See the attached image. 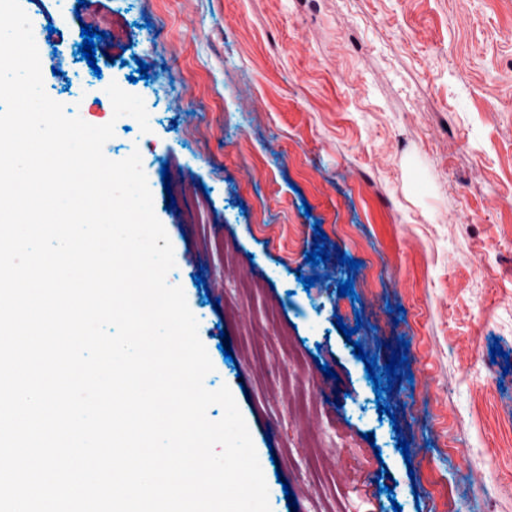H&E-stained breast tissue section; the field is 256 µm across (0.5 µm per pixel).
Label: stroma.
Wrapping results in <instances>:
<instances>
[{
	"label": "stroma",
	"mask_w": 512,
	"mask_h": 512,
	"mask_svg": "<svg viewBox=\"0 0 512 512\" xmlns=\"http://www.w3.org/2000/svg\"><path fill=\"white\" fill-rule=\"evenodd\" d=\"M20 3L47 95L113 123L105 156L148 170L167 281L272 512H512V0ZM85 24L105 33L93 68ZM113 82L149 132L81 94ZM318 228L330 257L314 266ZM339 319L381 367L408 341V381L376 396Z\"/></svg>",
	"instance_id": "35a3bbf8"
}]
</instances>
